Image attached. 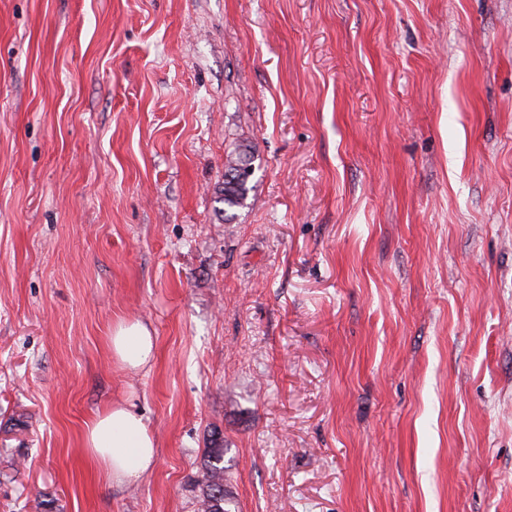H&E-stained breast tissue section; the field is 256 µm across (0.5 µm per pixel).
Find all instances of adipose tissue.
Here are the masks:
<instances>
[{
    "instance_id": "1",
    "label": "adipose tissue",
    "mask_w": 512,
    "mask_h": 512,
    "mask_svg": "<svg viewBox=\"0 0 512 512\" xmlns=\"http://www.w3.org/2000/svg\"><path fill=\"white\" fill-rule=\"evenodd\" d=\"M113 357L131 372L146 370L155 354V338L141 321H122L112 330ZM82 447L109 481L133 482L151 469L156 440L143 414L129 400L116 401L87 423Z\"/></svg>"
}]
</instances>
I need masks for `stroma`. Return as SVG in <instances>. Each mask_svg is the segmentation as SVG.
Masks as SVG:
<instances>
[{"mask_svg":"<svg viewBox=\"0 0 512 512\" xmlns=\"http://www.w3.org/2000/svg\"><path fill=\"white\" fill-rule=\"evenodd\" d=\"M218 443L240 512H512V0H0V512H195ZM256 158L247 146L239 145L226 157L224 164V186L220 189L221 200L228 208L243 207L246 205L251 187L248 185L250 177L255 171ZM243 162L249 173L244 178L237 177L236 166ZM155 345V336L140 320L119 322L110 336L112 356L130 372L145 371L151 365ZM82 447L107 480L126 483L151 469L157 444L143 414L125 399L94 415L85 426Z\"/></svg>","mask_w":512,"mask_h":512,"instance_id":"obj_1","label":"stroma"}]
</instances>
